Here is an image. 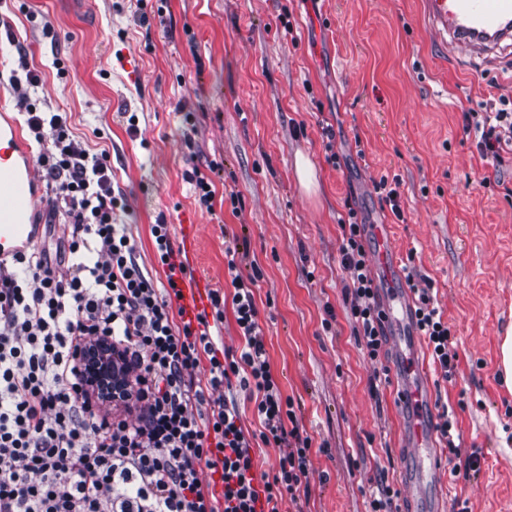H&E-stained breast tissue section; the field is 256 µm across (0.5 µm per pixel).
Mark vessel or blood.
Returning a JSON list of instances; mask_svg holds the SVG:
<instances>
[{"instance_id":"1","label":"vessel or blood","mask_w":512,"mask_h":512,"mask_svg":"<svg viewBox=\"0 0 512 512\" xmlns=\"http://www.w3.org/2000/svg\"><path fill=\"white\" fill-rule=\"evenodd\" d=\"M433 26L442 28L451 43L469 51L495 52L512 41V0H425ZM30 151L19 122L0 123V258L24 252L32 241L29 227L39 193L32 173ZM180 241L172 254L181 291L178 301L185 315L206 311L211 284L201 275H187L197 255V226L190 214L180 218ZM375 260L386 286L379 300L386 314L385 329L394 346L391 367L398 405L405 414L404 441L414 465L404 473L409 489L421 492L432 484L441 467L435 441L436 412L430 400L431 378L420 353V333L413 303L399 286L400 271L393 259L391 227L374 224Z\"/></svg>"}]
</instances>
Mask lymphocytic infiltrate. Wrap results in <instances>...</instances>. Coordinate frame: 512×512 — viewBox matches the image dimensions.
<instances>
[{
	"mask_svg": "<svg viewBox=\"0 0 512 512\" xmlns=\"http://www.w3.org/2000/svg\"><path fill=\"white\" fill-rule=\"evenodd\" d=\"M17 105L37 142L52 195L46 226L72 227L55 252H26L0 264V512H279L306 474L308 438L282 399L258 322L255 277H243L228 249L232 298L212 292V313L175 320L171 296L157 293L136 261L108 155L90 153L60 115L31 102L40 76L12 72ZM481 157L500 161L512 143V111L464 115ZM342 264L351 273L349 312L371 358L385 342L382 312L363 244L365 229L342 224ZM72 255L66 272L53 258ZM416 324L432 345L443 379L455 357L442 313L418 291ZM231 304L245 339L239 357L219 356L210 324ZM108 337L131 376L128 397L93 401L79 380L76 353L87 338ZM208 361L207 382L194 371ZM255 397L259 433L245 431L230 384ZM281 448L274 475H256L253 439ZM217 474L220 494L206 492L200 469Z\"/></svg>",
	"mask_w": 512,
	"mask_h": 512,
	"instance_id": "f902f5d3",
	"label": "lymphocytic infiltrate"
}]
</instances>
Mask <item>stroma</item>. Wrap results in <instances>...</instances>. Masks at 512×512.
<instances>
[{
  "instance_id": "35a3bbf8",
  "label": "stroma",
  "mask_w": 512,
  "mask_h": 512,
  "mask_svg": "<svg viewBox=\"0 0 512 512\" xmlns=\"http://www.w3.org/2000/svg\"><path fill=\"white\" fill-rule=\"evenodd\" d=\"M0 24L14 36L0 42L8 116L19 115L8 79L21 44L40 107L109 156L117 221L155 288L168 286L157 220L195 214V271L227 295L224 251L247 239L241 269L258 273L271 371L310 441L308 501L283 499L280 512H370L372 479L401 486V411L392 387L374 385L379 361L345 305L339 222L352 210L391 224L401 272L431 281L450 328L455 376L430 371L431 400L460 432L440 471L453 503L512 512V391L497 373L512 323V151L482 160L464 129L488 98L512 101V49L469 57L428 25L421 0H0ZM215 167L207 209L193 177ZM394 503L411 512L400 491Z\"/></svg>"
}]
</instances>
